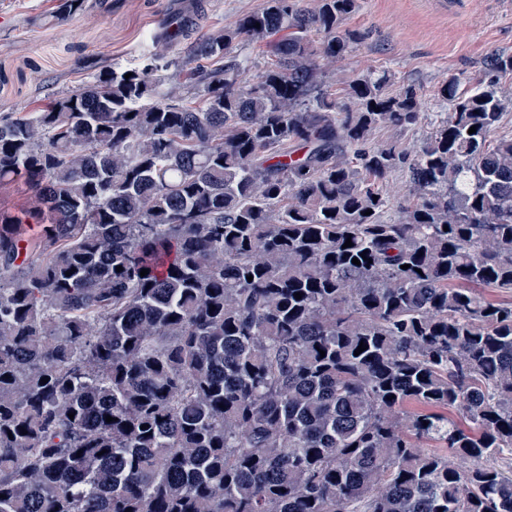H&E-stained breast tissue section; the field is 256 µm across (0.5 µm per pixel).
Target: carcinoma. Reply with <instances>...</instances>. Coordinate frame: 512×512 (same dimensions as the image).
Returning a JSON list of instances; mask_svg holds the SVG:
<instances>
[{
  "mask_svg": "<svg viewBox=\"0 0 512 512\" xmlns=\"http://www.w3.org/2000/svg\"><path fill=\"white\" fill-rule=\"evenodd\" d=\"M357 7L265 0L181 60L176 16L0 113V186L31 192L0 208V512H512V302L477 293L512 289L506 95L446 80L421 145L375 140L419 95L332 92Z\"/></svg>",
  "mask_w": 512,
  "mask_h": 512,
  "instance_id": "obj_1",
  "label": "carcinoma"
}]
</instances>
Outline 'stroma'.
I'll list each match as a JSON object with an SVG mask.
<instances>
[{
    "instance_id": "obj_1",
    "label": "stroma",
    "mask_w": 512,
    "mask_h": 512,
    "mask_svg": "<svg viewBox=\"0 0 512 512\" xmlns=\"http://www.w3.org/2000/svg\"><path fill=\"white\" fill-rule=\"evenodd\" d=\"M194 35L229 28L264 0H202ZM347 27L357 35L336 75L388 71L389 92L416 88L420 120L401 132L418 145L442 107L443 81L485 76L492 53H512V0H467L464 12L441 17L428 0H358ZM173 0H104L65 21L56 0H0V113L28 111L31 102L75 90L89 74L135 64L150 49Z\"/></svg>"
}]
</instances>
